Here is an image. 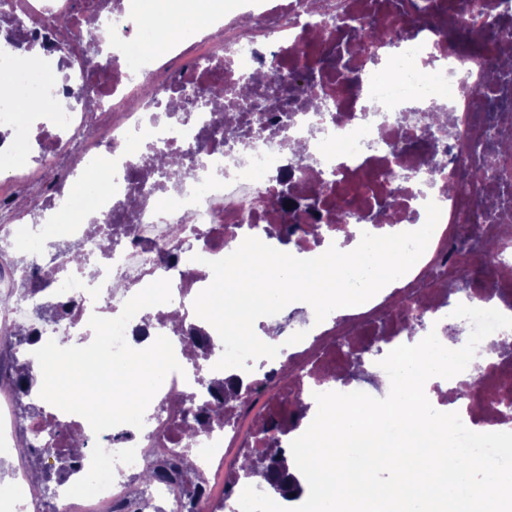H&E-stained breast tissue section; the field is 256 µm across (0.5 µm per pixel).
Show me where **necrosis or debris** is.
I'll list each match as a JSON object with an SVG mask.
<instances>
[{
    "mask_svg": "<svg viewBox=\"0 0 512 512\" xmlns=\"http://www.w3.org/2000/svg\"><path fill=\"white\" fill-rule=\"evenodd\" d=\"M414 2L324 0L323 12L312 13L308 0H233L164 58L142 54V42L154 35L151 14L132 12L126 0H25L16 12L20 24L0 28V37L17 44L46 42L50 65L64 74L49 84L6 59L16 77L10 93L0 96V155L25 147L44 175L62 174L56 183L36 185L15 167L13 192L0 194V296L10 302L0 326L16 336L0 351V393L10 402L0 415V448H11L19 428L37 460L83 440L75 469L57 488L58 512H154L159 500L169 512L189 505L196 512H236L238 459L258 448L260 425L273 422L282 436L298 437L302 430L286 411L317 392L356 391L353 377L336 373L350 349L389 351L432 331L451 336L452 312L461 303L512 316L499 296L512 288V248L491 254L483 244L496 235L500 211L512 210V151L488 152L482 137L496 124L512 138V67L488 85L493 49L452 45L445 10L397 43L366 39L347 66L337 65L332 52L348 40L349 22L371 16L378 5L395 27H408ZM502 2L469 0L465 21L478 29L497 20L511 44L512 7ZM59 17L67 20L61 30L53 25ZM102 19L116 38L99 46L95 66L70 65ZM322 27L330 29L331 45L314 41ZM276 69L287 78L313 74L326 110L312 112L299 96L283 102ZM245 82L250 102L239 117L252 134L223 138L224 115L206 95L215 85L233 90ZM88 83L93 96L79 101ZM25 100L46 103L42 121L16 112ZM428 112L444 113L443 129L427 127ZM291 142L304 146L301 159L288 160ZM168 152L183 161L180 182H169L158 168V156ZM103 168L118 172L108 191L80 195L82 182ZM284 178L315 193L326 215L318 236L297 238L299 254L316 256L332 245L347 252L362 233L412 230L425 223L430 201L442 214L422 257L369 301L334 310L319 324L305 321L304 340L263 360L259 371L201 372L199 360H211L223 344L193 308L213 279L195 257L222 258L249 236L278 242ZM450 182L463 184V191L448 192ZM381 199L390 202L389 223L364 221ZM346 201L351 208L344 222L332 220ZM64 204L84 221L62 237L54 217ZM33 226L42 229L35 240L28 235ZM77 252L82 261L74 260ZM491 265L496 271L481 287L459 293L448 282L451 267ZM162 278L171 283L170 305L180 322L154 319L153 308L143 309L126 327L127 343L143 349L163 335L174 349L189 350L185 334L192 328L209 343L191 350L190 368L165 378L143 428L118 425L94 434L84 417L45 405L38 393L13 383L16 372L37 367L34 352L48 340L88 335L91 315L117 317L128 299ZM231 376L242 390L228 401L220 385ZM504 385L501 367L479 353L464 372L436 379L426 396L436 410L458 412L472 431L499 432L512 427L498 403ZM465 386L472 391L467 402L457 396ZM180 396L204 410L196 433L186 430ZM97 443L110 452L135 449L136 461L116 465L113 485L98 495L67 496L69 484L88 472ZM176 455L195 458L191 486L136 485L141 471Z\"/></svg>",
    "mask_w": 512,
    "mask_h": 512,
    "instance_id": "4bbe7bcc",
    "label": "necrosis or debris"
}]
</instances>
